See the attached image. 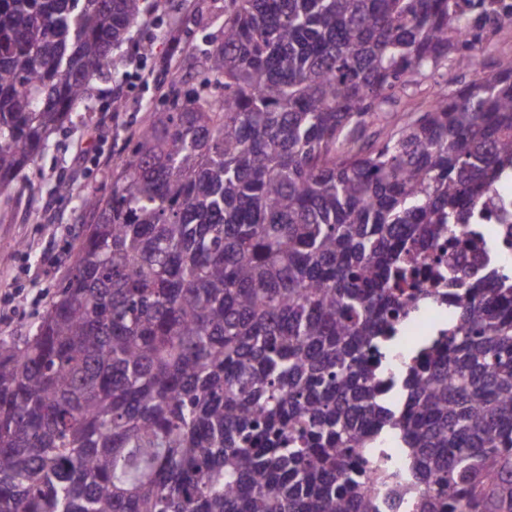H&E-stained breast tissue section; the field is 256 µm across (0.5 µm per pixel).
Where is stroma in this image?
Returning a JSON list of instances; mask_svg holds the SVG:
<instances>
[{
    "mask_svg": "<svg viewBox=\"0 0 512 512\" xmlns=\"http://www.w3.org/2000/svg\"><path fill=\"white\" fill-rule=\"evenodd\" d=\"M223 26L224 0H159L113 51L111 67L92 77L87 100L22 172L10 201L0 200V294L15 299L12 311L0 317V337L25 335L46 309L72 264L74 235L95 221L83 195L111 194L127 131L162 106L166 87L131 79L129 57L138 56L142 71L151 72L157 54H172L173 71L190 85L202 74L198 45L204 36L220 35ZM511 60L512 27H506L492 37L475 70L447 62L440 81L453 90ZM117 90L122 106L116 111Z\"/></svg>",
    "mask_w": 512,
    "mask_h": 512,
    "instance_id": "stroma-1",
    "label": "stroma"
}]
</instances>
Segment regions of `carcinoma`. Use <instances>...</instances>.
<instances>
[{"instance_id": "cac0c4a2", "label": "carcinoma", "mask_w": 512, "mask_h": 512, "mask_svg": "<svg viewBox=\"0 0 512 512\" xmlns=\"http://www.w3.org/2000/svg\"><path fill=\"white\" fill-rule=\"evenodd\" d=\"M148 0H0V192ZM512 0H224L195 86L126 141L28 334L0 339V512H512V267L466 226L512 180V63L366 143L396 88L476 66ZM451 288L416 287L419 262ZM451 305L382 389L410 306ZM409 495L405 485L394 482L383 495V512H409Z\"/></svg>"}]
</instances>
